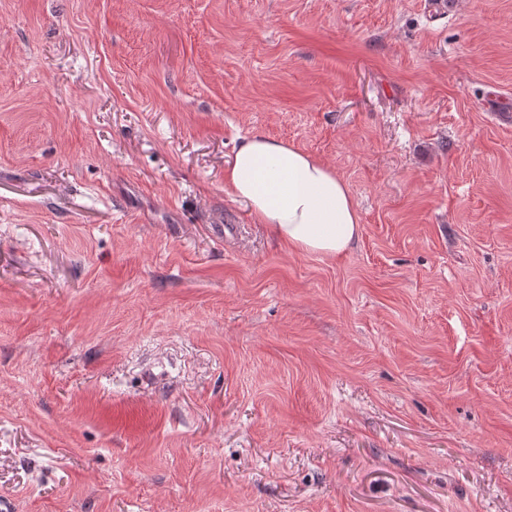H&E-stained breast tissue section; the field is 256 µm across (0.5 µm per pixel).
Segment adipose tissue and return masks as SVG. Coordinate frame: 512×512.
<instances>
[{"mask_svg": "<svg viewBox=\"0 0 512 512\" xmlns=\"http://www.w3.org/2000/svg\"><path fill=\"white\" fill-rule=\"evenodd\" d=\"M224 186L293 250L337 256L358 238L360 215L346 181L284 142L243 140L224 169Z\"/></svg>", "mask_w": 512, "mask_h": 512, "instance_id": "adipose-tissue-1", "label": "adipose tissue"}]
</instances>
